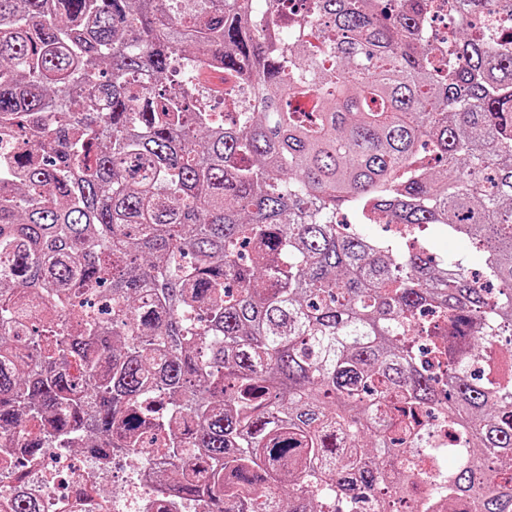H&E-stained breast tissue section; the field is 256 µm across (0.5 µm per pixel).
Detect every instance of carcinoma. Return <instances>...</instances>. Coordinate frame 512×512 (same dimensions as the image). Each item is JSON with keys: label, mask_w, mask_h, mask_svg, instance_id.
<instances>
[{"label": "carcinoma", "mask_w": 512, "mask_h": 512, "mask_svg": "<svg viewBox=\"0 0 512 512\" xmlns=\"http://www.w3.org/2000/svg\"><path fill=\"white\" fill-rule=\"evenodd\" d=\"M385 2L281 41L249 0H0V449L156 445L209 512H359L413 495L382 463L424 469L434 409L450 501L512 512V360L470 369L512 334V0H446V44ZM210 68L251 78L225 125L182 94ZM434 251L439 256L458 257L466 262L470 270H481L483 261L481 254L472 247V245L463 238L448 237V239H439L435 242Z\"/></svg>", "instance_id": "obj_1"}]
</instances>
